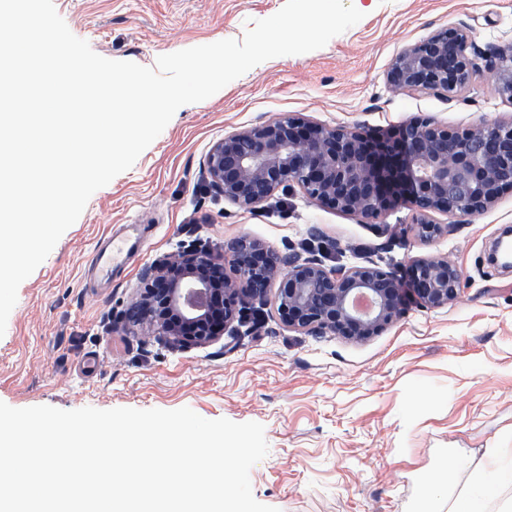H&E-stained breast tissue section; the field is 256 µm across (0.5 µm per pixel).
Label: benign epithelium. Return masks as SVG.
I'll return each instance as SVG.
<instances>
[{
  "instance_id": "7a95c632",
  "label": "benign epithelium",
  "mask_w": 512,
  "mask_h": 512,
  "mask_svg": "<svg viewBox=\"0 0 512 512\" xmlns=\"http://www.w3.org/2000/svg\"><path fill=\"white\" fill-rule=\"evenodd\" d=\"M487 77L512 105V41L481 47L460 22L403 47L386 82L394 95L434 93L452 102ZM211 189L253 212L283 188L312 204L376 223L393 207L412 211L417 239L448 235L454 220L487 212L512 193V114L450 128L414 116L387 131L326 125L301 113L259 118L215 142L205 158ZM451 222L444 224L435 215ZM503 232L493 262L512 268ZM125 318L141 336L203 347L235 331L274 296L282 328L361 343L394 325L414 303L435 310L461 296L464 275L448 256L410 258L404 274L369 258L328 267L241 235L224 251L193 247L145 266Z\"/></svg>"
}]
</instances>
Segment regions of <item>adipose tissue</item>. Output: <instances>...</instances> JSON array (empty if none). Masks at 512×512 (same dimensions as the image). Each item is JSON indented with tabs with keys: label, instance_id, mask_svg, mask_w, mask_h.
Masks as SVG:
<instances>
[{
	"label": "adipose tissue",
	"instance_id": "obj_1",
	"mask_svg": "<svg viewBox=\"0 0 512 512\" xmlns=\"http://www.w3.org/2000/svg\"><path fill=\"white\" fill-rule=\"evenodd\" d=\"M487 461L470 467L466 481L446 473L436 498L448 512H512V448H491Z\"/></svg>",
	"mask_w": 512,
	"mask_h": 512
}]
</instances>
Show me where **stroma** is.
<instances>
[{
    "label": "stroma",
    "mask_w": 512,
    "mask_h": 512,
    "mask_svg": "<svg viewBox=\"0 0 512 512\" xmlns=\"http://www.w3.org/2000/svg\"><path fill=\"white\" fill-rule=\"evenodd\" d=\"M285 0H54L70 31L112 60L159 56L242 39L248 21ZM363 19L321 49L267 60L210 98L181 106L127 171L89 199L79 219L24 280L0 337V402L140 410L192 409L257 422L269 451L250 471L252 493L279 512H423L448 466L512 448V273L487 261L512 225V194L448 236L420 243L401 205L378 224L277 191L255 212L207 187L211 145L259 118L300 112L326 124L387 130L417 116L452 128L512 114L489 80L448 102L396 96L386 72L406 45L463 21L479 45L512 40V0H358ZM319 227L311 238L310 227ZM248 235L327 264L379 253L403 265L445 254L465 285L448 308L409 306L363 343L282 329L272 307L256 330L204 348L143 338L125 312L143 267L182 246L223 251ZM137 238L111 273L95 257Z\"/></svg>",
    "instance_id": "obj_1"
}]
</instances>
